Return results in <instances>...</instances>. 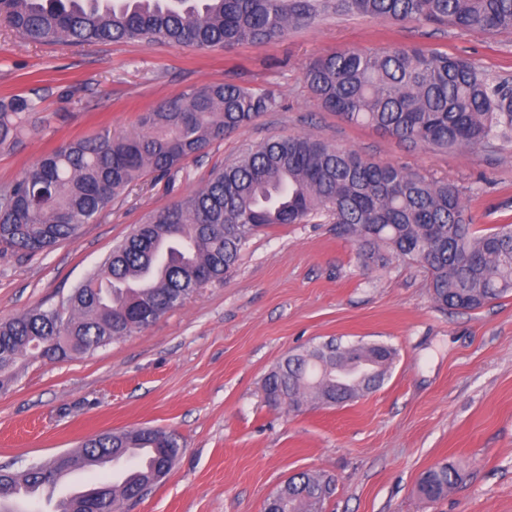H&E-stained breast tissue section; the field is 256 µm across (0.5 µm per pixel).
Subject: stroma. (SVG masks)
I'll return each mask as SVG.
<instances>
[{"label":"stroma","instance_id":"obj_1","mask_svg":"<svg viewBox=\"0 0 512 512\" xmlns=\"http://www.w3.org/2000/svg\"><path fill=\"white\" fill-rule=\"evenodd\" d=\"M402 44L467 59L512 80V32L330 14L282 39L229 49L167 42L27 43L0 23V96L39 89L35 133L0 150V183L102 129L126 135L156 103L230 82L279 94L281 108L211 143L170 177L132 184L79 237L33 257L0 253V321L61 306L151 212L193 194L213 169L266 140L308 134L463 189L475 230L512 221V143L438 152L326 111L303 70L342 49ZM328 215L254 236L231 274L149 328L63 361H31L0 391V466L26 469L103 432L160 428L181 455L127 512H262L292 476L331 479L324 512H512V294L474 311L440 308L416 263L364 264ZM381 343L398 356L383 385L340 406L265 400L290 353L329 340ZM458 463L437 501L422 474Z\"/></svg>","mask_w":512,"mask_h":512}]
</instances>
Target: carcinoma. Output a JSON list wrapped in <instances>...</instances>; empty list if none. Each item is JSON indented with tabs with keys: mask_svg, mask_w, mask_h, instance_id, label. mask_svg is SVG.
Returning <instances> with one entry per match:
<instances>
[{
	"mask_svg": "<svg viewBox=\"0 0 512 512\" xmlns=\"http://www.w3.org/2000/svg\"><path fill=\"white\" fill-rule=\"evenodd\" d=\"M326 14H360L396 22L419 19L462 31L512 30V0H0V18L30 43L169 41L196 48L280 39ZM322 106L438 151L512 141V83L488 80L448 53L395 46L382 54L345 49L313 59L304 72ZM41 95L0 99V149L37 130ZM272 91L211 84L165 99L144 113L138 130L107 129L41 156L0 184V246L37 255L74 240L126 187L149 174L170 175L212 142L280 109ZM326 212L358 243L364 261L385 249L422 266L435 303L476 310L512 294V224L475 231L460 189L309 135L274 137L224 164L205 186L150 214L72 289L65 310L34 308L0 322V390L41 354L64 360L147 329L204 285L221 280L251 238L273 224H304ZM367 357L375 374L348 390L336 363ZM397 351L378 343L332 339L289 354L265 380L267 400L296 410L308 396L325 406L380 387ZM141 448L148 462L120 483L103 480L67 496L54 512H119L152 487L162 456L175 466L180 444L161 430L105 432L68 453L76 463L36 462L21 472L0 467V512L25 488L52 501L63 471L116 462ZM461 479L453 464L424 473L420 492L442 498ZM330 482L309 473L288 480L269 512H322Z\"/></svg>",
	"mask_w": 512,
	"mask_h": 512,
	"instance_id": "1",
	"label": "carcinoma"
}]
</instances>
